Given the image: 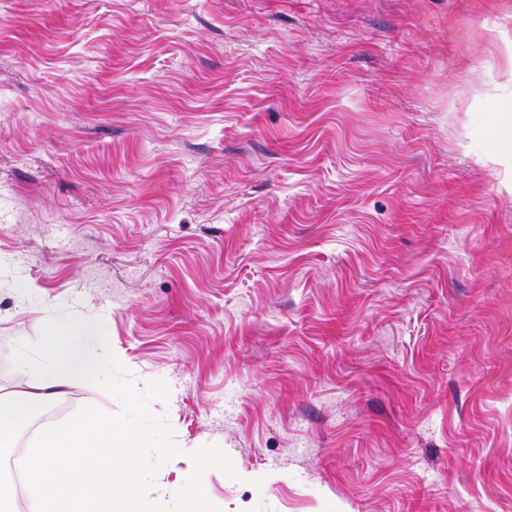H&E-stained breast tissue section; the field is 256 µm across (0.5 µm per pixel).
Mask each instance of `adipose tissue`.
Listing matches in <instances>:
<instances>
[{
    "label": "adipose tissue",
    "mask_w": 512,
    "mask_h": 512,
    "mask_svg": "<svg viewBox=\"0 0 512 512\" xmlns=\"http://www.w3.org/2000/svg\"><path fill=\"white\" fill-rule=\"evenodd\" d=\"M98 331L97 323L82 318L64 324L51 320L36 352H21L19 373L27 374L36 366L41 375L23 393L0 395V459L13 452L16 433L29 419L33 406L58 401L77 381L96 373L95 361L82 339Z\"/></svg>",
    "instance_id": "1"
}]
</instances>
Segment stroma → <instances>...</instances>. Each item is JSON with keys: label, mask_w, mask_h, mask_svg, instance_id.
Returning <instances> with one entry per match:
<instances>
[{"label": "stroma", "mask_w": 512, "mask_h": 512, "mask_svg": "<svg viewBox=\"0 0 512 512\" xmlns=\"http://www.w3.org/2000/svg\"><path fill=\"white\" fill-rule=\"evenodd\" d=\"M508 112L512 0H0V391L97 319L166 488L216 444L220 512H512Z\"/></svg>", "instance_id": "35a3bbf8"}]
</instances>
